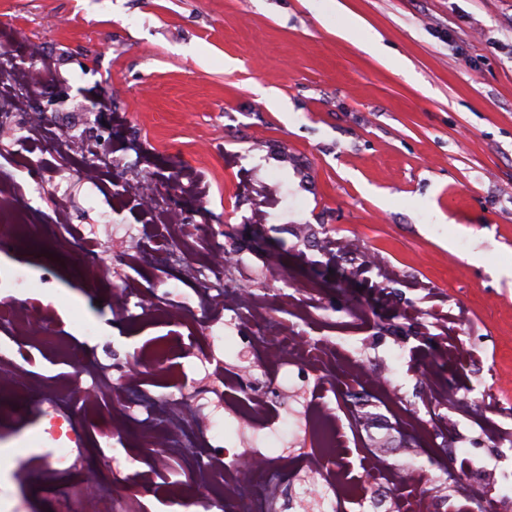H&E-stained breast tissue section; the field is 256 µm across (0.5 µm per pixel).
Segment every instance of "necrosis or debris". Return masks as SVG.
<instances>
[{
    "label": "necrosis or debris",
    "instance_id": "obj_1",
    "mask_svg": "<svg viewBox=\"0 0 512 512\" xmlns=\"http://www.w3.org/2000/svg\"><path fill=\"white\" fill-rule=\"evenodd\" d=\"M13 48H0V121L6 123L11 140L25 141L32 151L79 156L83 165L79 177L97 184L112 167L109 153L91 156L84 151L82 139L54 134L46 127L41 114L33 112L31 101L40 87L41 70L15 67ZM189 195L182 178H175L168 196L158 195L155 207L146 211V231L154 249L165 252L183 249L186 242L207 235V221L197 223L188 218L185 203ZM28 202L20 185L0 175V247L20 245L17 218L27 213ZM64 245L79 266L95 269L100 280L112 285L111 305L118 316H128L131 308L148 315L163 310L168 323L182 325L193 317V330L205 334L215 313L228 312L243 319L251 328L252 342L260 367L304 366L320 372L323 391H331L337 367H344L354 380H361L358 364L345 349L327 340H313L304 327L313 321H328L320 313L316 289L301 286L297 295L289 296L293 316L291 323L275 318L273 308L253 295L224 293L206 286L196 289V310L174 304L169 294L143 293L131 282H113L111 266L104 264L90 240L70 236ZM26 274L20 270L0 273V333L8 345H0V396L15 402L17 410L39 404L45 408V421L31 440L24 456L0 452V476L27 477L40 483L46 492L67 512H144L147 502L157 500L177 506L183 512H291L294 504L316 502L319 512H337L344 503L360 504L363 490L384 488L395 499L398 512H441L440 495L421 489L409 494L401 473L386 459L369 455L360 463L357 482H349L346 437L337 427L333 409L315 401L305 413V431L311 447L293 453L261 456L263 466L245 471L238 463L243 454L224 445L223 438L209 439L206 408H221L225 388L239 395L243 414L252 423H262L269 404L276 398L258 377L237 380L226 376L223 363L178 392L153 397L141 391L135 381H127L124 391L112 388L113 377L127 373L124 363H99L93 369L101 392L111 395L112 409L104 413L106 439L123 443L127 439L128 415L133 406L146 409L137 429L139 453L147 469L130 468L124 472L108 470L89 496L81 482L89 462L87 434L78 421L61 411L62 398L83 403L85 389L75 385L62 393L53 379L33 374L15 363L12 350L21 345L35 348L45 359H53L63 349L60 337L51 326L57 318L53 305L27 297L23 293ZM180 459L195 476L198 485L211 488L205 498H192L181 492L162 491L154 479L172 459Z\"/></svg>",
    "mask_w": 512,
    "mask_h": 512
}]
</instances>
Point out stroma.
I'll return each mask as SVG.
<instances>
[{
	"label": "stroma",
	"mask_w": 512,
	"mask_h": 512,
	"mask_svg": "<svg viewBox=\"0 0 512 512\" xmlns=\"http://www.w3.org/2000/svg\"><path fill=\"white\" fill-rule=\"evenodd\" d=\"M2 22L11 30L0 31V45L43 43L51 78L36 106L53 131L93 136L116 163L115 175L90 186L60 180L80 159L46 156L34 209L66 193L73 225L114 272L191 305L195 284H215L208 248L196 240L185 257L125 263L145 241L143 215L112 183L193 172L221 230L218 250L233 259L225 281L285 321L290 283L315 284L332 321L312 325L310 337L388 368L393 402L357 386L324 396L348 433L351 465L374 450L425 486L442 448L448 467L497 479L512 497V447H491L477 422L460 418L433 449L399 424L405 412L428 418L422 393L437 373L484 407L512 398L494 383L512 368V0H0ZM351 25L355 35L344 39ZM373 35L382 56L364 48ZM105 95L111 112L125 113L124 127L109 128L110 112L94 109ZM255 208L264 222H252ZM104 211L120 228L110 237ZM33 232L30 246L0 253V270L27 272L28 296L57 304L54 328L73 345L86 348L85 323L101 326L111 342L87 348L91 360L125 362L165 337L190 338L158 314L113 318L103 304L109 284L75 265L50 229ZM328 234L359 239L399 280L378 289L377 270L357 275L354 258L310 250ZM357 306L365 320L352 318ZM449 319L465 359L440 352ZM248 333L242 320L213 319L215 358L228 368L252 362ZM141 368L144 390L161 396L205 365L190 354L173 375ZM355 408L365 421L356 433ZM40 415L0 406V449L28 441ZM270 415L254 443L276 455L294 440L297 417L279 404Z\"/></svg>",
	"instance_id": "35a3bbf8"
}]
</instances>
